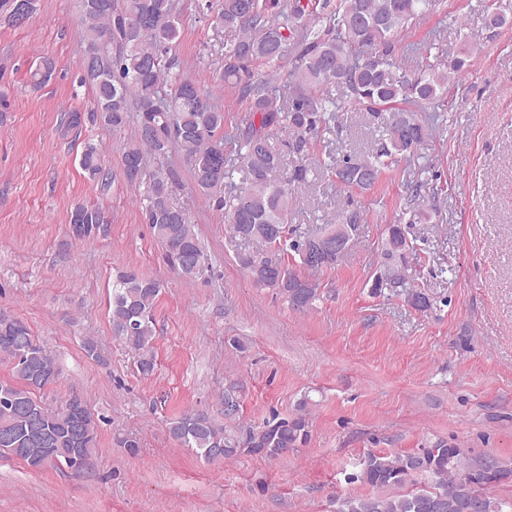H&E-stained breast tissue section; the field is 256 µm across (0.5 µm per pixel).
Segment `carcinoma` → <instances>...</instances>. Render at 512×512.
Masks as SVG:
<instances>
[{
	"instance_id": "carcinoma-1",
	"label": "carcinoma",
	"mask_w": 512,
	"mask_h": 512,
	"mask_svg": "<svg viewBox=\"0 0 512 512\" xmlns=\"http://www.w3.org/2000/svg\"><path fill=\"white\" fill-rule=\"evenodd\" d=\"M0 24L19 26L33 11V0H9ZM434 0H221L218 18L232 39L224 45L221 81L247 104L246 124L224 132V111L209 93L177 70L170 56L179 37L175 0H79L83 28L84 79L94 89L96 116L120 130L135 119L133 138L122 159L121 174L135 168L145 173L153 155L180 150L190 167L195 189L224 211L240 239L281 244L292 222L288 184L307 180L308 168L295 161L286 182H277L284 156L270 141V132H288L289 152L302 157L311 140L329 129L336 113L362 106L381 121L375 147L329 165L336 179L349 187L368 189L397 158H419L438 120L448 86L473 64V52L462 48L449 63L427 64L410 72L393 55L394 41L411 19L425 14ZM43 59L30 71L42 84L53 71ZM335 85L340 97L322 92ZM79 165L100 193L110 191L112 178L103 167L100 148L85 143ZM242 186L229 190L235 172ZM178 183L159 174L149 183L141 203L143 223L165 248L177 273L193 279L203 264L195 225L172 201ZM109 223L94 205H77L70 231L81 240L96 237ZM326 224L296 239L290 248L300 269L266 258L239 256L253 281L303 311L319 298V284L303 270L332 268L336 256L314 265V238ZM412 250L399 224L389 227L382 245V266L406 264ZM159 284L134 268L118 271L112 280V329L138 353V370L153 374L154 309ZM12 360L15 379L0 380V455L15 457L32 469L47 464L82 469L97 443V426L88 403L71 395L54 410L37 392L54 383L59 367L22 320L0 315V352ZM234 387L224 390V419L238 413ZM169 435L199 458L222 462L246 452L279 457L308 437L306 416L266 422L242 440L205 412H185L170 420ZM427 473L433 487L400 497L347 496L336 512H512V503L489 489L512 477V467L492 456L470 458L441 441L403 457L369 454L354 479L375 488L403 486Z\"/></svg>"
}]
</instances>
